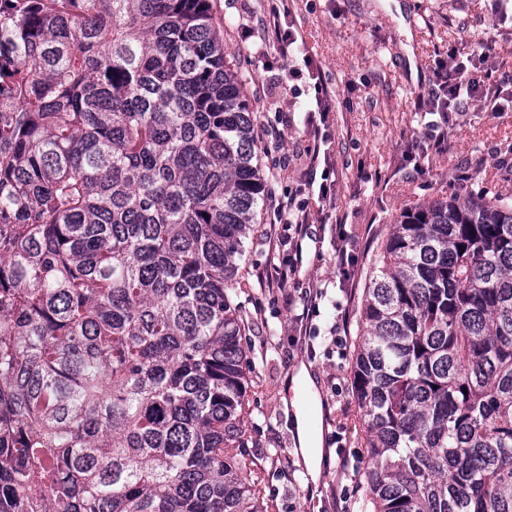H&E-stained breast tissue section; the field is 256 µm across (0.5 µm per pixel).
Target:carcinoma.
Instances as JSON below:
<instances>
[{
	"instance_id": "obj_1",
	"label": "carcinoma",
	"mask_w": 512,
	"mask_h": 512,
	"mask_svg": "<svg viewBox=\"0 0 512 512\" xmlns=\"http://www.w3.org/2000/svg\"><path fill=\"white\" fill-rule=\"evenodd\" d=\"M209 2L0 0V512H276L235 305L266 181ZM359 327L356 512H512L509 198L404 211Z\"/></svg>"
}]
</instances>
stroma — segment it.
<instances>
[{
  "label": "stroma",
  "mask_w": 512,
  "mask_h": 512,
  "mask_svg": "<svg viewBox=\"0 0 512 512\" xmlns=\"http://www.w3.org/2000/svg\"><path fill=\"white\" fill-rule=\"evenodd\" d=\"M224 47L245 79L244 93L258 122L286 111L289 123L279 144H259V163L269 187L283 194L306 183L305 160L284 163L306 144L303 110L312 96L303 81L288 77L277 48H253L244 27L266 0H210ZM302 50L320 67L336 98L327 117V143L334 174V204L355 256L349 270L336 265L339 240L322 223L317 196H310L308 239L294 275L300 287L323 291L316 317L302 319L284 290L263 284L262 269L284 263L278 246L287 225L263 208L240 286L239 314L246 326L250 413L242 426L248 450L258 459L261 486L278 512H353L361 495L364 448L351 371L353 352L333 347L338 317L356 326L372 258L392 224L419 203L462 197L484 188L512 197V171L494 166L512 159V111L493 99L470 103L452 116L442 148L430 135L438 114L417 108L437 61L452 53L489 50L493 78L512 77V8L498 0H295ZM271 98L256 97L259 84ZM306 366L316 382L318 415L324 423L320 476L298 444L289 404V377Z\"/></svg>",
  "instance_id": "1"
}]
</instances>
